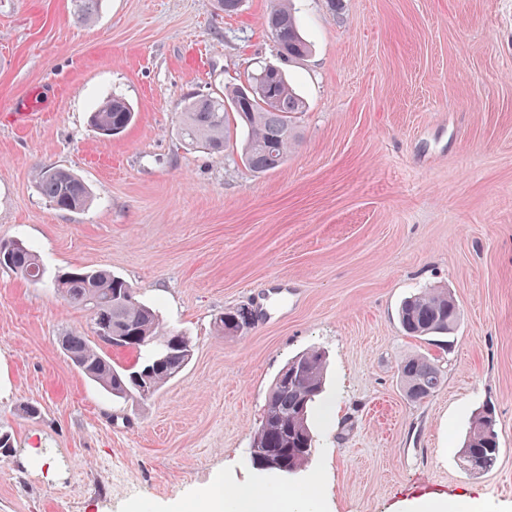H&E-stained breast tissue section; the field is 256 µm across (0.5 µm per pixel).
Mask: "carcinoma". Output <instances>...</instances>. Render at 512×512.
<instances>
[{"instance_id": "obj_1", "label": "carcinoma", "mask_w": 512, "mask_h": 512, "mask_svg": "<svg viewBox=\"0 0 512 512\" xmlns=\"http://www.w3.org/2000/svg\"><path fill=\"white\" fill-rule=\"evenodd\" d=\"M74 13L85 22L98 15L101 0H72ZM291 0H277L264 17L267 31L280 55L290 61L305 57L310 47L300 33L289 7ZM255 88L245 98L244 85ZM246 84L236 85L222 95L190 97L184 101L181 133L191 143L202 142L214 153H223L233 141L228 113L235 114L243 130L242 157L248 168L267 173L282 167L288 159L296 133L292 115L305 109L303 98L293 89L288 75L278 69L259 70ZM133 106L114 95L90 116V125L109 139L122 134L133 122ZM35 179L49 204L63 211L85 209L91 198L86 183L60 166L36 170ZM0 267L34 281L44 270L36 253L21 239L0 240ZM53 288L73 306L88 312L92 337L80 333L64 336L66 357L91 380L119 399L145 400L175 378L189 363L193 345L189 337L161 327L155 308L134 296V289L122 277L107 269H72L56 276ZM101 320L112 328V335L126 337L121 347L149 353L131 369L116 365L101 350L102 341L95 324ZM249 316L242 309L224 313L218 327L226 336H236ZM458 320V304L451 292L433 288L406 298L399 310V321L413 337L448 335ZM326 368L325 353L309 350L288 361L274 379L265 401V411L255 436L260 447L282 459L294 470H302L315 447L309 425L313 402L322 393ZM399 374L408 397L423 401L441 384L438 367L422 356L403 359ZM500 448L496 419L488 406L477 409L470 421L459 458L469 471L491 469Z\"/></svg>"}]
</instances>
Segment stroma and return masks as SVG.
<instances>
[{
	"label": "stroma",
	"mask_w": 512,
	"mask_h": 512,
	"mask_svg": "<svg viewBox=\"0 0 512 512\" xmlns=\"http://www.w3.org/2000/svg\"><path fill=\"white\" fill-rule=\"evenodd\" d=\"M271 5L102 0L86 25L71 0H0V239L45 269H0V512H204L215 488L252 481L309 512L432 496L512 512V0H294L312 45L284 65L300 138L256 173L185 142L181 110L281 63ZM114 95L136 116L104 141L88 116ZM50 165L87 183L85 210L45 201L34 172ZM73 268L123 277L190 337L151 398H114L63 354L59 337L90 331L49 283ZM426 288L457 301L448 340L398 323ZM239 307L250 328L218 335ZM310 348L328 356L316 448L280 478L252 467L250 443L274 378ZM412 354L443 375L420 402L398 377ZM484 405L501 451L473 475L458 450ZM0 253L2 255L1 268H7L15 274L34 282L43 279L44 270L36 253L22 239L14 238L7 239V241L1 239Z\"/></svg>",
	"instance_id": "stroma-1"
}]
</instances>
